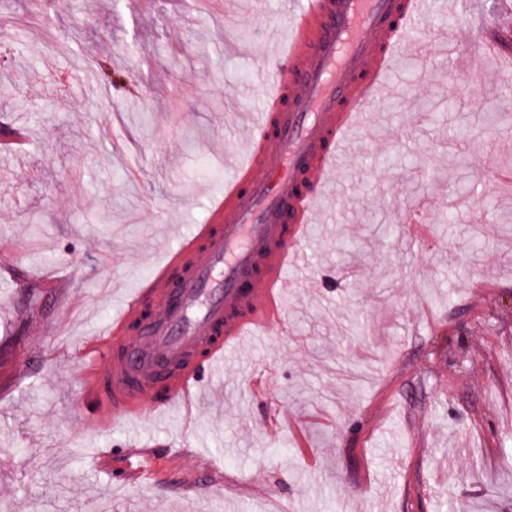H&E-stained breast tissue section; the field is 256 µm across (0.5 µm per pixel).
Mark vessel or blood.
<instances>
[{
    "instance_id": "obj_1",
    "label": "vessel or blood",
    "mask_w": 512,
    "mask_h": 512,
    "mask_svg": "<svg viewBox=\"0 0 512 512\" xmlns=\"http://www.w3.org/2000/svg\"><path fill=\"white\" fill-rule=\"evenodd\" d=\"M463 8L464 0H303L283 28L266 33L276 71L246 153L205 223L166 250L85 351L96 402L86 430L183 408L245 337L284 322L285 288L310 266L306 243L333 188L329 174L383 101L405 49L430 41L428 17ZM457 46L497 56L501 82H512V54L498 55L484 30ZM393 220L411 234L431 223L432 210L424 204ZM153 459L152 443L133 438L114 482L143 483Z\"/></svg>"
}]
</instances>
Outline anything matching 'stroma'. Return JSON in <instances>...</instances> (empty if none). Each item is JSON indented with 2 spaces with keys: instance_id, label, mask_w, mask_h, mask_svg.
<instances>
[{
  "instance_id": "obj_1",
  "label": "stroma",
  "mask_w": 512,
  "mask_h": 512,
  "mask_svg": "<svg viewBox=\"0 0 512 512\" xmlns=\"http://www.w3.org/2000/svg\"><path fill=\"white\" fill-rule=\"evenodd\" d=\"M287 20L284 0H71L48 20L0 0V121L31 132L0 153V512H512V225L488 222L512 213V94L495 58L450 75L439 45L403 55L337 171L349 195L324 204L286 326L227 358L209 408L145 417L157 450L195 457L118 485L100 457L122 429H84L82 350L206 220L260 105L263 31ZM422 200L441 220L413 249L390 215ZM200 460L224 490L188 505Z\"/></svg>"
}]
</instances>
